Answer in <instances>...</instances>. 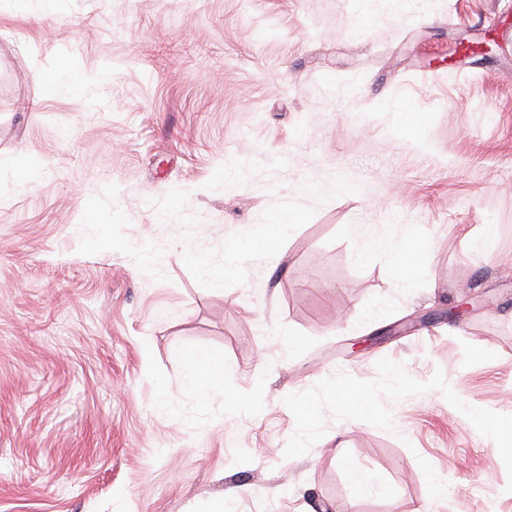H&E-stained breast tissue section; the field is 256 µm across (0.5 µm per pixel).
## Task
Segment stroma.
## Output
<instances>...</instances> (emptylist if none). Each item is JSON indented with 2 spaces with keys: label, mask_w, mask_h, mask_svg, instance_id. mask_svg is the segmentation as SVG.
<instances>
[{
  "label": "stroma",
  "mask_w": 512,
  "mask_h": 512,
  "mask_svg": "<svg viewBox=\"0 0 512 512\" xmlns=\"http://www.w3.org/2000/svg\"><path fill=\"white\" fill-rule=\"evenodd\" d=\"M226 497L512 512V0H0V512ZM415 232L408 229L400 236H376L362 232L357 236L360 245L356 251L357 258L370 252L383 255L391 268L394 278L404 288H412L421 277V270L415 263L407 260V255L418 245L414 241ZM248 239L246 235H243L242 237L233 238L227 243L224 249V269L216 270L205 263H201V270L214 277H222L224 273L226 275L234 268L240 253L247 249ZM224 363L208 353L200 352L191 360L184 380L186 387L195 393L200 403L206 402L210 393L223 381Z\"/></svg>",
  "instance_id": "35a3bbf8"
}]
</instances>
